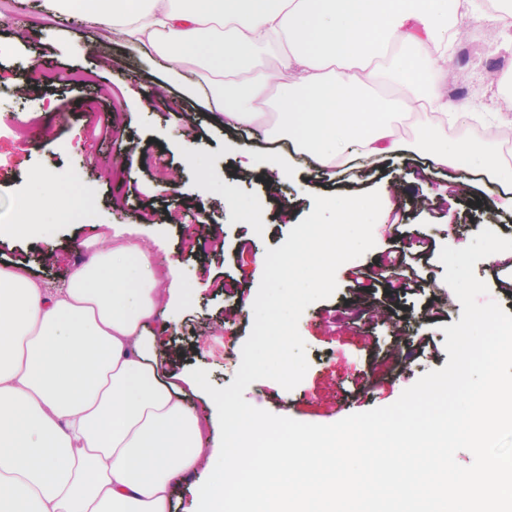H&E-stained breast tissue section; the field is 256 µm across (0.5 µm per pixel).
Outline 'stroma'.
<instances>
[{
  "mask_svg": "<svg viewBox=\"0 0 512 512\" xmlns=\"http://www.w3.org/2000/svg\"><path fill=\"white\" fill-rule=\"evenodd\" d=\"M35 0H0V223L34 190L41 172L59 175L58 189L85 198L86 206L41 226L30 237L0 236V264L23 263L56 287L94 250L89 240L100 225L128 231L146 242L160 237L153 265L160 276L177 271L187 290L174 319L156 321L151 332L164 343L163 368L196 409L215 412L212 398L190 383L192 369L207 371L219 388L234 370L225 354L240 355L251 332L253 302L267 249L284 243L290 230L313 209V195H354L403 187L383 205L374 247L341 265L337 289L303 312L298 329L306 344L308 370L293 389L261 379L244 392L252 406L303 423L332 424L353 413L393 404L424 373L443 368L445 326L461 318L462 306L443 281V246L462 248L488 227L512 238V207L499 195L484 205L482 176L469 167L429 171L422 156L368 162L357 159L341 170L311 168L296 158L278 179L261 165L266 154L287 152L286 144L248 133L251 156L230 149L224 121L201 101L181 95L205 71L189 67L168 84V62L140 47L111 41L89 26L38 22ZM29 36L13 39L17 28ZM449 57L453 79L448 105L459 121L442 133L460 143L486 136L484 113L498 111L497 84L512 73V37L489 42L478 19L458 23ZM183 111L197 132L199 177L171 121ZM110 139H102L104 130ZM234 184L236 203L224 198ZM257 208L263 227L245 223L240 206ZM208 218L198 224L195 210ZM428 241L417 262L413 288H387L379 274L390 260L414 254L417 238ZM488 286V299L512 314V263L492 254L475 265Z\"/></svg>",
  "mask_w": 512,
  "mask_h": 512,
  "instance_id": "1",
  "label": "stroma"
}]
</instances>
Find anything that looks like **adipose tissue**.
Here are the masks:
<instances>
[{
	"label": "adipose tissue",
	"instance_id": "adipose-tissue-1",
	"mask_svg": "<svg viewBox=\"0 0 512 512\" xmlns=\"http://www.w3.org/2000/svg\"><path fill=\"white\" fill-rule=\"evenodd\" d=\"M44 8L152 49L174 75L217 63L234 75L257 50H273L282 69H252L239 96L210 86L204 102L225 129L289 138L326 169L352 147L375 158L408 153L393 119L448 114L457 17L479 13L494 41L512 18V0H499L495 13L476 0H45ZM381 77L406 84V93L374 101L369 89ZM275 96L288 108L273 116L266 107ZM423 148L430 166L479 170L487 192L512 187V165L489 144L432 136ZM56 181L37 175L17 221L0 233L25 237L45 217L85 207ZM97 242L61 288L45 287L24 265H0V512H173L176 479L192 475L201 478L192 512H224L228 498L237 512H385L372 475L405 486L402 512H512L511 460L490 461L476 477L437 462L423 481L376 456L360 472L338 456L303 472L302 452L335 447L332 434L269 451L242 480L252 417L229 408L227 448L206 452L208 417L189 409L160 369L149 326L177 310L181 288L157 275L148 245L119 231Z\"/></svg>",
	"mask_w": 512,
	"mask_h": 512
}]
</instances>
